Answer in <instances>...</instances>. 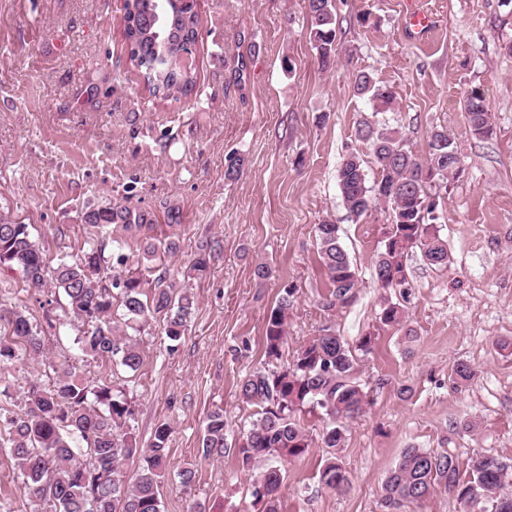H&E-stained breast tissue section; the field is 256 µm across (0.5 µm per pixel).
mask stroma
<instances>
[{"instance_id":"1","label":"stroma","mask_w":512,"mask_h":512,"mask_svg":"<svg viewBox=\"0 0 512 512\" xmlns=\"http://www.w3.org/2000/svg\"><path fill=\"white\" fill-rule=\"evenodd\" d=\"M338 58L321 69L307 37V0H197L201 36L192 54V95L149 109L128 60L123 0H0V215L27 224L50 260L74 259L91 234L86 207L125 203L155 213L158 235L178 248L149 257L124 236L130 272L183 280L199 242L220 243L207 275L192 281L195 307L177 347L162 326L142 334L143 364L134 373L82 355L80 324L63 294L29 285L21 272L0 271V328L26 309L46 341V355L0 371L12 410L29 383H52L64 366L90 381L124 386L135 405L134 432L149 444L158 424L173 429L161 488L164 512H260L249 473L233 452L203 457V421L220 408L229 435L249 426L253 406L237 383L262 368L263 325L281 288L296 285L288 344L292 355L319 328L333 324L347 339L374 325L381 291L371 279L387 210L352 221L337 169L351 153L375 165L358 140L372 112L353 93L361 70L396 94L385 116L417 154L432 130L445 129L465 160L448 187L442 234L451 264L439 269L420 254L408 260L410 286L396 292L415 331L382 333L362 366L374 401L349 422L338 451L350 481L339 493L319 481L325 456L311 448L284 464L282 512H383L382 483L403 448L448 451L460 464L483 453L512 465V5L502 0H335ZM434 18L428 32L405 26L413 8ZM369 14L367 24L357 18ZM478 86L493 116L491 138H474L463 95ZM243 158L236 180L224 176ZM180 212L168 224L167 207ZM341 225L359 271L356 303L325 313L316 224ZM272 276L256 285L252 268ZM476 375L456 386L458 362ZM408 385L411 397L397 390ZM473 431H464L465 422ZM195 466L185 489L177 474ZM0 512H32L11 451L0 446Z\"/></svg>"}]
</instances>
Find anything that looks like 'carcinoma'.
Wrapping results in <instances>:
<instances>
[{"label":"carcinoma","mask_w":512,"mask_h":512,"mask_svg":"<svg viewBox=\"0 0 512 512\" xmlns=\"http://www.w3.org/2000/svg\"><path fill=\"white\" fill-rule=\"evenodd\" d=\"M124 40L130 64L139 72L145 90L157 103L179 101L194 91L196 72L180 59L193 53L200 19L195 6L182 0H124ZM307 32L322 68L336 57L337 19L334 0H308ZM354 92L367 99L372 116L395 111L396 95L370 73L355 76ZM465 118L471 135L487 139L494 133L483 90L468 88L463 95ZM358 134L369 146L376 175L369 177L356 154L344 158L337 169L340 195L350 218L358 220L383 206L391 222L373 264L377 287L395 290L407 279L409 254L420 252L430 265L446 268L450 261L447 240L438 228L448 184L463 167L462 155L450 159L448 149L458 150L444 129L428 135L427 151L420 157L397 128L376 121L360 125ZM437 200L436 209L425 205ZM82 223L100 228L119 224L128 233L142 236L144 254L154 256L160 246L150 235L156 223L152 211L109 203L84 210ZM320 267L327 278L321 310L352 305L359 279L355 265L341 245V227L316 225ZM215 244L203 241L191 270L202 277L209 268ZM105 248L91 246L78 260L51 264L31 236L29 225L0 218V267L21 270L34 287L47 283L63 293L70 312L84 329L76 344L84 356L113 363L135 373L143 363L139 335L144 326L159 320L165 336L179 341L194 306L193 297L159 275L149 281L137 275L116 274L103 280ZM296 288L285 285L276 305L266 316L263 347L270 367L242 378L238 383L242 402L257 407L250 426L235 448L238 466L254 470L251 496L262 512H281L279 491L284 475L281 463L304 458L315 440L304 426L308 415L323 422L320 445L328 457L319 469L321 483L344 491L348 477L336 457L345 441L346 423L370 405L371 389L360 378V363L375 353L381 331L402 327L405 309L386 300L376 325L349 342L336 328L325 326L304 342L280 366L288 336V317ZM7 336H0V365L13 363L19 354L43 356L44 339L27 316L14 311ZM475 375L467 363L457 364L450 378L463 386ZM135 414L126 392L107 381L93 384L70 369L57 373L50 384L31 383L21 411L0 406V442L11 448L15 466L23 478L24 492L46 512H163L161 484L165 478L172 428L160 424L147 447L132 433ZM228 447L224 411L209 412L204 420L202 455L221 454ZM138 463L134 481L125 479L123 465ZM442 489L463 507V512H512V473L497 458L470 457L466 468L449 452H432L410 446L401 452L382 484L385 512H400Z\"/></svg>","instance_id":"carcinoma-1"}]
</instances>
